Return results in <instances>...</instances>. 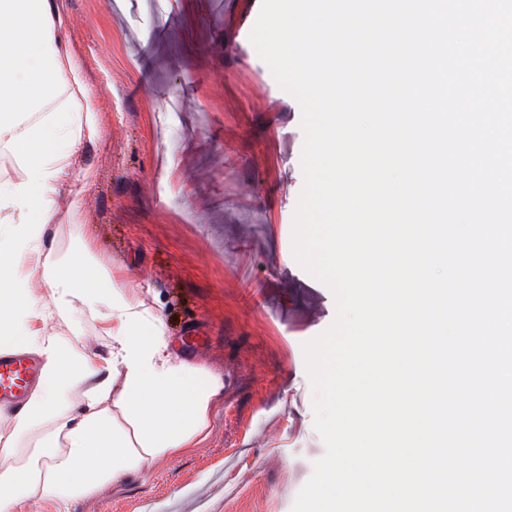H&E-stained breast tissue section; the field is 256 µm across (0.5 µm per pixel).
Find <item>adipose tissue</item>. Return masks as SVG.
<instances>
[{
    "instance_id": "ef3b65f1",
    "label": "adipose tissue",
    "mask_w": 512,
    "mask_h": 512,
    "mask_svg": "<svg viewBox=\"0 0 512 512\" xmlns=\"http://www.w3.org/2000/svg\"><path fill=\"white\" fill-rule=\"evenodd\" d=\"M53 0H0V146L23 167L0 185V352L44 362L21 405L0 406V512L72 502L177 457L208 435L221 375L181 358L163 315L126 289L87 240L59 252L50 227L75 148L100 134L99 114L63 37ZM104 349L89 354L79 314ZM62 319L68 334L48 323Z\"/></svg>"
}]
</instances>
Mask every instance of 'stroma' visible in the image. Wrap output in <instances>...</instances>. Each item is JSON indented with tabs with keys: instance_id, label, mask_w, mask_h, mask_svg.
<instances>
[{
	"instance_id": "1",
	"label": "stroma",
	"mask_w": 512,
	"mask_h": 512,
	"mask_svg": "<svg viewBox=\"0 0 512 512\" xmlns=\"http://www.w3.org/2000/svg\"><path fill=\"white\" fill-rule=\"evenodd\" d=\"M56 4L101 120L74 152L91 178L59 201L58 245L89 238L161 311L179 355L224 379L204 442L71 512H291L325 453L302 345L336 305L292 258L301 108L244 36L261 0Z\"/></svg>"
}]
</instances>
